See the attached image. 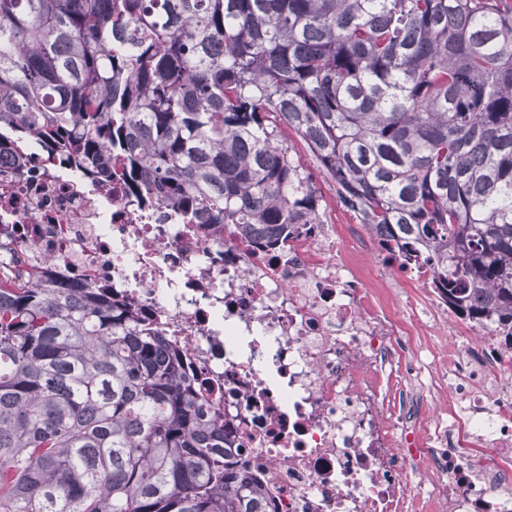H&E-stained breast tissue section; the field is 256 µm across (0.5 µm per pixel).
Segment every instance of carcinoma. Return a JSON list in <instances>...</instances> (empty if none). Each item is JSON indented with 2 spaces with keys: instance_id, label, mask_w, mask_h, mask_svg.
<instances>
[{
  "instance_id": "1",
  "label": "carcinoma",
  "mask_w": 512,
  "mask_h": 512,
  "mask_svg": "<svg viewBox=\"0 0 512 512\" xmlns=\"http://www.w3.org/2000/svg\"><path fill=\"white\" fill-rule=\"evenodd\" d=\"M15 135L262 248L322 223L319 174L512 350V0H0ZM230 455L132 311L0 274V512H263Z\"/></svg>"
}]
</instances>
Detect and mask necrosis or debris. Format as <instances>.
<instances>
[{
	"label": "necrosis or debris",
	"mask_w": 512,
	"mask_h": 512,
	"mask_svg": "<svg viewBox=\"0 0 512 512\" xmlns=\"http://www.w3.org/2000/svg\"><path fill=\"white\" fill-rule=\"evenodd\" d=\"M0 179V266L52 258L50 275L110 289L147 318L223 414L231 462L253 474L266 512H512V352L493 325L458 331L435 295L451 341L435 361L355 279L331 225L260 249L139 207L122 184L18 139ZM392 364L423 390L405 414L379 378ZM476 443L490 456L475 459Z\"/></svg>",
	"instance_id": "necrosis-or-debris-1"
}]
</instances>
